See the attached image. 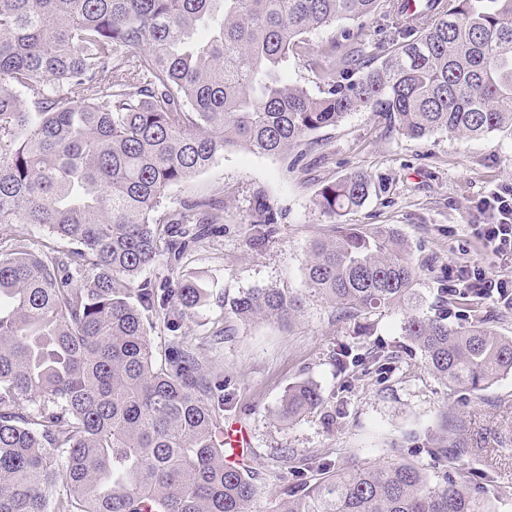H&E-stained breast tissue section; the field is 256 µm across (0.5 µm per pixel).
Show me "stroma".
Returning <instances> with one entry per match:
<instances>
[{
    "mask_svg": "<svg viewBox=\"0 0 512 512\" xmlns=\"http://www.w3.org/2000/svg\"><path fill=\"white\" fill-rule=\"evenodd\" d=\"M311 139L300 163L233 148L169 190L168 211L187 199L223 192L224 228L190 244L177 266L162 262L144 271L145 279L172 288L188 271L211 284L207 302L178 330L156 320L157 354L181 341L194 348L204 370L223 375V419L242 423L250 435V471L260 490L257 512H267L273 494L290 480L292 461L318 458L336 469L410 461L430 477L443 467L454 475L490 462L494 477L477 485L476 494L487 512H512V454L491 461L483 454L512 424V375L477 396L448 386L404 336L402 312L380 309L340 319L305 283L309 245L328 234L334 221L316 206V194L323 184L360 171L385 190L337 221L394 228L421 268L417 290L423 309L436 313L449 264L481 258L473 230L484 220L478 199L493 191L512 192V133L464 140L434 133L414 139L387 130L373 112L360 111ZM259 193L278 216L273 228L254 221L251 202ZM251 288L287 289L301 298L302 311L289 324H245L228 317V301ZM364 323L373 325V335H359ZM374 345L398 353L387 376L360 358ZM307 379L320 387L323 409L281 423L277 410L285 391ZM447 407L464 417L478 452L443 466L424 448Z\"/></svg>",
    "mask_w": 512,
    "mask_h": 512,
    "instance_id": "stroma-1",
    "label": "stroma"
}]
</instances>
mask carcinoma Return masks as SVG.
<instances>
[{
    "label": "carcinoma",
    "mask_w": 512,
    "mask_h": 512,
    "mask_svg": "<svg viewBox=\"0 0 512 512\" xmlns=\"http://www.w3.org/2000/svg\"><path fill=\"white\" fill-rule=\"evenodd\" d=\"M399 42L366 52L344 31L309 52L334 64L319 94L286 79L306 35L365 23L379 7ZM369 110L398 133L476 138L512 131V0H0V512H251L259 488L228 463L224 377L191 348L155 360L149 315L189 316L209 297L193 272L180 286L142 272L185 252L181 213L160 214L167 190L224 151L288 155L311 134ZM376 191L364 173L323 185L334 218ZM196 223H224V199L183 202ZM259 222L274 223L264 196ZM36 224L72 244L42 249L11 234ZM305 279L349 319L405 311L402 331L428 369L477 395L512 374V337L470 321L473 300L442 301L460 323L423 312L418 269L385 226L335 224L310 245ZM299 296L253 288L230 302L244 322L293 321ZM396 357L367 352L377 371ZM324 404L317 384L288 387L291 424ZM475 453L466 422L444 409L425 452ZM271 512H488L472 476L430 480L410 462L318 465Z\"/></svg>",
    "instance_id": "cac0c4a2"
}]
</instances>
